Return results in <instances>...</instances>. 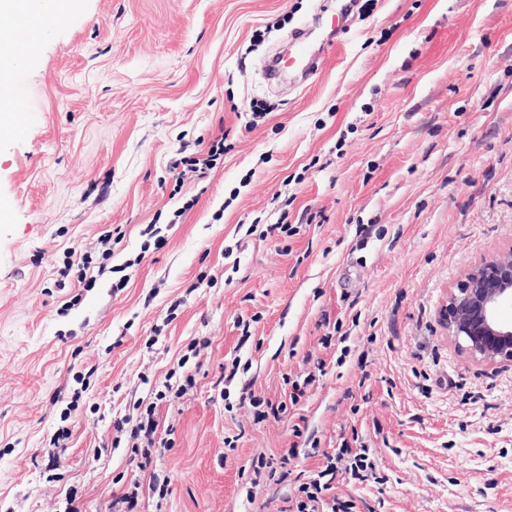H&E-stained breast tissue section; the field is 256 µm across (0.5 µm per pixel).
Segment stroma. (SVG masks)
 <instances>
[{
	"instance_id": "35a3bbf8",
	"label": "stroma",
	"mask_w": 512,
	"mask_h": 512,
	"mask_svg": "<svg viewBox=\"0 0 512 512\" xmlns=\"http://www.w3.org/2000/svg\"><path fill=\"white\" fill-rule=\"evenodd\" d=\"M314 8L75 0L43 18L12 77L33 119L0 126V512H112L135 482L138 512H286L254 463L280 461L289 422L239 397L283 400L309 355L325 372L297 415L321 449L359 434L377 462L378 482L336 486L358 512H512V366L470 360L442 317L512 248V0H357L316 77L268 83ZM257 101L272 110L252 127ZM221 134L207 178L169 170ZM154 223L166 243L147 250ZM270 224L297 232L261 239ZM108 231L93 287L60 278ZM139 401L171 430L144 466L112 428Z\"/></svg>"
}]
</instances>
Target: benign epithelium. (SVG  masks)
<instances>
[{
	"instance_id": "7a95c632",
	"label": "benign epithelium",
	"mask_w": 512,
	"mask_h": 512,
	"mask_svg": "<svg viewBox=\"0 0 512 512\" xmlns=\"http://www.w3.org/2000/svg\"><path fill=\"white\" fill-rule=\"evenodd\" d=\"M506 303L512 304V248L482 260L449 289L448 337L473 361L512 364V322L500 317Z\"/></svg>"
}]
</instances>
